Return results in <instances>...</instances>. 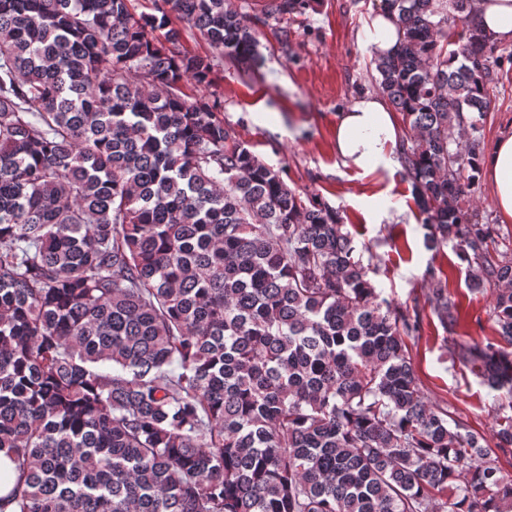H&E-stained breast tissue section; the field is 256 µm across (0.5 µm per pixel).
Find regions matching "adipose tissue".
I'll return each instance as SVG.
<instances>
[{"label": "adipose tissue", "mask_w": 512, "mask_h": 512, "mask_svg": "<svg viewBox=\"0 0 512 512\" xmlns=\"http://www.w3.org/2000/svg\"><path fill=\"white\" fill-rule=\"evenodd\" d=\"M471 20L496 42L512 43V0H473ZM361 39L371 56L392 52L399 42L393 15L380 10L366 19ZM399 127L386 99L373 91L357 97L336 120L335 150L344 167L368 174L392 169ZM483 176L503 221L512 222V131L485 155Z\"/></svg>", "instance_id": "adipose-tissue-1"}]
</instances>
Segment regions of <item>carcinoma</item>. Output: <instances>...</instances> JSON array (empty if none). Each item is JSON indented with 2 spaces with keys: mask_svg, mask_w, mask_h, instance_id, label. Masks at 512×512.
I'll return each mask as SVG.
<instances>
[{
  "mask_svg": "<svg viewBox=\"0 0 512 512\" xmlns=\"http://www.w3.org/2000/svg\"><path fill=\"white\" fill-rule=\"evenodd\" d=\"M153 4L0 0V512H512L489 444L512 448V416L487 439L431 403L419 318L380 298L339 212L183 90L213 63L170 14L255 71L257 25L286 44L312 0ZM471 4L382 0L402 40L373 64L425 247L495 291L497 339L461 359L512 394V249L463 206L502 73ZM170 20L172 23L171 26L183 29L181 44L184 50L202 56L213 55L209 44L195 30H189L174 14L170 15Z\"/></svg>",
  "mask_w": 512,
  "mask_h": 512,
  "instance_id": "cac0c4a2",
  "label": "carcinoma"
}]
</instances>
